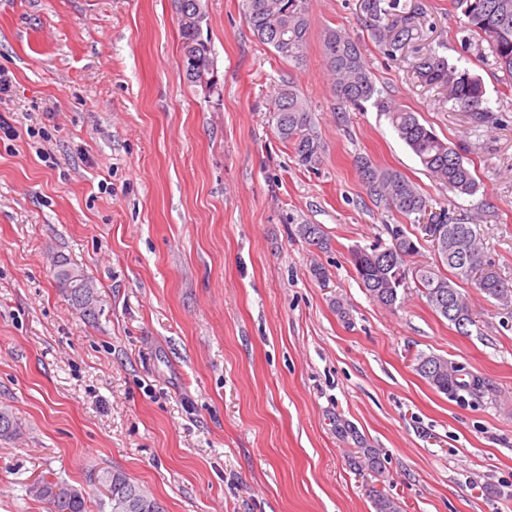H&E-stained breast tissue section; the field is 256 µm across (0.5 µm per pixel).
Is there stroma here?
<instances>
[{
	"instance_id": "stroma-1",
	"label": "stroma",
	"mask_w": 512,
	"mask_h": 512,
	"mask_svg": "<svg viewBox=\"0 0 512 512\" xmlns=\"http://www.w3.org/2000/svg\"><path fill=\"white\" fill-rule=\"evenodd\" d=\"M218 88L181 65L176 0H0V512H45L29 492L51 473L102 498L123 472L164 512H512V306L472 284L468 334L417 288L373 302L355 247L418 238L415 265L440 267L416 223L371 197L358 157L407 177L433 211L475 217L488 258L512 279V91L452 0H391L412 40L387 54L362 0H308L302 59L279 56L244 19V0H206ZM355 39L382 96L463 150L475 195L448 193L373 106L338 100L324 56ZM436 54L478 76L492 122L425 84ZM307 102L324 145L300 167L275 134L284 84ZM321 227V252L297 233ZM99 295L87 318L57 264ZM322 264L326 280L311 269ZM463 365L483 397L438 392L416 354ZM377 449L383 475L351 470Z\"/></svg>"
}]
</instances>
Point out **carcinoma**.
<instances>
[{"label": "carcinoma", "instance_id": "carcinoma-1", "mask_svg": "<svg viewBox=\"0 0 512 512\" xmlns=\"http://www.w3.org/2000/svg\"><path fill=\"white\" fill-rule=\"evenodd\" d=\"M467 18L468 27L485 37L496 67L512 79V0H453ZM244 18L254 34L270 45L285 59L299 60L303 56L308 32V0H245ZM414 16L399 19L379 30V41L397 51L413 38ZM181 47L204 56L214 63L209 42L200 40L195 28L179 26ZM324 53L328 71L333 76L334 90L341 103L361 110L370 103L385 114L398 137L419 160L436 182L459 196H473L479 189L475 170L454 145L443 141L435 131L389 99L371 76L358 45L349 36L330 30L324 38ZM419 77L439 86L448 101L471 113L477 124L492 119L483 108L485 88L481 79L467 70L448 65L437 55L422 58L416 64ZM271 118L280 140L293 145L299 165L317 167L323 156V145L314 131L312 113L294 86L285 84L270 108ZM358 172L370 193L386 205L407 217L426 215L428 200L400 172L377 166L368 157L357 160ZM432 221L442 226L443 262L452 270L447 277L428 265L412 266L410 258L417 252V241L398 224L387 227L391 244H378L370 249L355 248L351 262L366 294L374 302L393 308L401 302L404 285L398 281L399 268L409 269L413 282L425 296L431 309L466 335L474 325L473 313L458 282H471V273L490 263L484 251L481 235L475 224L443 209ZM298 234L319 250L329 249V242L317 224H301ZM76 272L62 267L57 272L59 282L68 291L73 307L85 316L95 314L98 295L92 281L80 276L84 287H70ZM488 297L512 306V280L499 274L476 285ZM438 356L421 353L416 357V370L429 384L446 395L465 391L471 396L481 392L480 376L465 371L451 360L436 368ZM21 432V423L7 409L0 410V438L10 439ZM349 467L366 468L375 475L384 473L379 453L374 448H360L348 457ZM106 498L100 500L99 512H123L120 505L128 499L141 504L140 512H162L159 504L120 472L105 470L97 476ZM30 493L46 505V512H87L84 494L63 482L41 475L30 485ZM375 512H401L399 502L378 492L373 495Z\"/></svg>", "mask_w": 512, "mask_h": 512}]
</instances>
